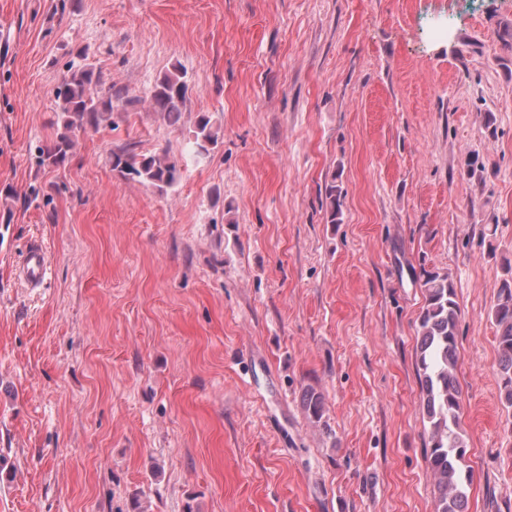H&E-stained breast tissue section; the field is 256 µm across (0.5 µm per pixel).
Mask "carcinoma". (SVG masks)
<instances>
[{"mask_svg":"<svg viewBox=\"0 0 512 512\" xmlns=\"http://www.w3.org/2000/svg\"><path fill=\"white\" fill-rule=\"evenodd\" d=\"M85 60L84 53L70 60L68 75L53 91L56 133L40 149V164L45 167L63 166L75 147L77 133L98 128L104 116L112 113V80ZM187 92L185 73L175 66L156 81L149 101L154 111L176 126L182 119L181 105ZM218 144L212 117L198 113L187 154L202 159ZM111 163L121 175L137 177L160 191L176 186L181 179L179 159L165 152L141 155L124 149L111 154ZM341 196L336 183L326 188L333 223L340 213ZM421 288L424 305L418 317L416 374L427 423V463L436 490V512H465L472 474L465 464L467 442L460 425L463 399L456 377L461 311L447 274L425 272ZM491 316L498 327L500 400L512 410V277L502 281ZM303 407L317 422L324 416L323 397L313 389L305 391Z\"/></svg>","mask_w":512,"mask_h":512,"instance_id":"carcinoma-1","label":"carcinoma"}]
</instances>
